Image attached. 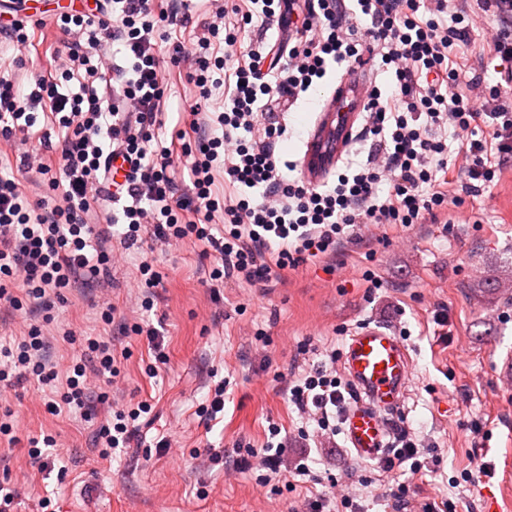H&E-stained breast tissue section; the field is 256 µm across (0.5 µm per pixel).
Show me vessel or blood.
I'll return each mask as SVG.
<instances>
[{"instance_id": "obj_1", "label": "vessel or blood", "mask_w": 512, "mask_h": 512, "mask_svg": "<svg viewBox=\"0 0 512 512\" xmlns=\"http://www.w3.org/2000/svg\"><path fill=\"white\" fill-rule=\"evenodd\" d=\"M364 96L362 83L347 80L326 100L305 143V178L317 182L333 170L352 135ZM343 369L357 394L344 414L346 442L358 459H376L389 444L391 417L409 385V355L388 329L368 326L350 336Z\"/></svg>"}]
</instances>
